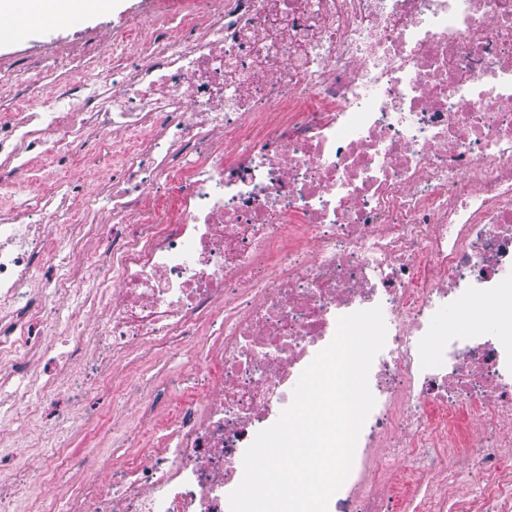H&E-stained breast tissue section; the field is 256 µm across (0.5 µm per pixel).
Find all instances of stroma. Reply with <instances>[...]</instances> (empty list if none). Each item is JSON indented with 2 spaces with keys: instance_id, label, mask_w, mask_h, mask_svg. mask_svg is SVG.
<instances>
[{
  "instance_id": "1",
  "label": "stroma",
  "mask_w": 512,
  "mask_h": 512,
  "mask_svg": "<svg viewBox=\"0 0 512 512\" xmlns=\"http://www.w3.org/2000/svg\"><path fill=\"white\" fill-rule=\"evenodd\" d=\"M152 0H112V10L94 14L72 23L49 27L28 26L15 39L0 43V69L40 77L43 85L62 80L63 70L49 67L48 62L60 46L80 41L96 47H111L112 31L137 11L148 10ZM217 330H210L205 341H192L170 351H163L144 361L139 376L126 382L124 364L112 367V379L125 383L126 396L113 402L111 392L95 381H86L81 390L66 383L60 366L70 357L67 344H59L55 353L33 359L32 370L55 372V389L34 401L38 418L36 429L26 437L15 438L9 422L0 421V461L22 467L26 457L43 448L46 440H69L75 450L65 463L56 464L52 479L57 497H65L77 478L79 466L89 450L112 441L111 430H85L86 416L99 413L104 420L120 419L124 429H146L152 415L174 411L188 399L202 400V382L206 376L203 343L218 342Z\"/></svg>"
}]
</instances>
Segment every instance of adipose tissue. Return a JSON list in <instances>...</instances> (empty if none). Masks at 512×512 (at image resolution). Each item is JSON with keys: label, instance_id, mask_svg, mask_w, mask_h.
Returning a JSON list of instances; mask_svg holds the SVG:
<instances>
[{"label": "adipose tissue", "instance_id": "ef3b65f1", "mask_svg": "<svg viewBox=\"0 0 512 512\" xmlns=\"http://www.w3.org/2000/svg\"><path fill=\"white\" fill-rule=\"evenodd\" d=\"M111 7L112 0H0V41L11 40L17 29L34 17L63 24L108 12Z\"/></svg>", "mask_w": 512, "mask_h": 512}]
</instances>
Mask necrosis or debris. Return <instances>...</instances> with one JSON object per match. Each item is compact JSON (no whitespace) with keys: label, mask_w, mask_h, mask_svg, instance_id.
<instances>
[{"label":"necrosis or debris","mask_w":512,"mask_h":512,"mask_svg":"<svg viewBox=\"0 0 512 512\" xmlns=\"http://www.w3.org/2000/svg\"><path fill=\"white\" fill-rule=\"evenodd\" d=\"M57 61L67 81L0 111V167L84 152L112 175L79 214L70 182L0 184V384L39 382L60 332L106 388L132 349L224 338L204 401L123 465L90 458L64 503L45 459L0 463V512H230L256 434L374 307L375 405L328 512H512V336L438 330L512 300V0H180L115 30L111 75ZM96 229L103 259L80 249ZM40 262L59 274L35 294Z\"/></svg>","instance_id":"necrosis-or-debris-1"}]
</instances>
